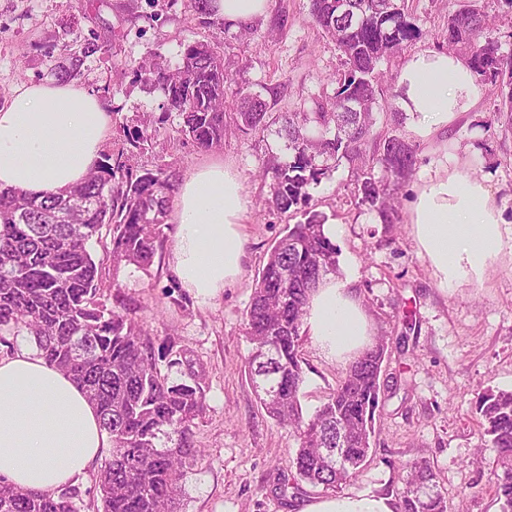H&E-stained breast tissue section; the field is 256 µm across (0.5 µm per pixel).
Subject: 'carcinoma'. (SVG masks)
Returning a JSON list of instances; mask_svg holds the SVG:
<instances>
[{"mask_svg":"<svg viewBox=\"0 0 512 512\" xmlns=\"http://www.w3.org/2000/svg\"><path fill=\"white\" fill-rule=\"evenodd\" d=\"M309 12L335 42L342 69L336 90L318 103L288 113L276 124L269 103L239 88L238 111L224 112L232 78L209 44L186 47L179 66L138 65L134 75L162 86L165 111L176 112L182 132L201 149L224 144L228 126L248 135L278 125L288 160L265 169L273 207L301 213L286 226L257 276L246 311V336L272 345L269 360L248 362L260 407L291 426L297 448L294 481L338 489L361 472L382 407L380 372L389 338L379 336L348 364L336 390L312 415L303 412L305 371L300 357L310 297L328 275L340 272L339 249L324 232L326 216L310 206L308 188L342 165L354 172L355 203L395 224L394 191L413 174L419 149L385 129L375 109L389 89L380 65L412 46L423 32L405 0H309ZM495 17L482 0H464L448 15L439 44L464 57L478 82L497 92L494 115L512 131V53L490 37ZM176 189L163 168L134 171L125 149L108 154L79 185L32 196L0 190V335L28 336L37 353L69 375L99 410L112 448L95 479L97 512H175L188 472L202 457L194 442L205 412L203 369L169 346L161 372L155 341L137 322L100 301L103 261L88 249L102 228L112 235V262L146 270L152 263ZM481 435L496 449L500 512H512V390L477 398ZM79 487L31 494L0 481V512H80ZM398 512H447L430 462L410 466Z\"/></svg>","mask_w":512,"mask_h":512,"instance_id":"1","label":"carcinoma"}]
</instances>
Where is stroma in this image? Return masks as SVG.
I'll list each match as a JSON object with an SVG mask.
<instances>
[{"label": "stroma", "mask_w": 512, "mask_h": 512, "mask_svg": "<svg viewBox=\"0 0 512 512\" xmlns=\"http://www.w3.org/2000/svg\"><path fill=\"white\" fill-rule=\"evenodd\" d=\"M0 0V106L29 81H53L69 54L81 62L70 82L96 94L110 119L103 148L112 154L132 132L141 135L130 163L177 174L215 160L240 176L249 200L240 226L245 261L231 287L202 299L172 269L176 226L163 224L149 270L135 265L102 269L108 308L138 321L157 344L185 350L207 375L206 410L194 429L204 457L183 481L180 512H303L334 494L396 496L406 466L430 460L448 512H499L495 452L487 447L474 414L487 389L512 390V250L504 249L480 276L439 288L409 222L413 183L397 192L399 221L381 223L351 201L347 168L329 172L310 194L316 210L336 227L342 271L355 272L358 292L374 334L393 336L382 364L385 403L376 418L370 455L358 477L340 492L294 484L289 462L297 446L291 428L260 408L247 375L251 345L245 313L255 278L273 244L297 215L269 207L270 182L261 172L288 152L274 132L228 136L222 147L199 149L181 131L178 113H164L161 86L136 79L144 60L176 65L187 45L215 44L237 86L261 95L274 113L297 107L314 111L333 95L331 78L340 54L309 14L308 0H271L267 18L241 29L201 23L190 0ZM433 48L436 35L460 0H406ZM284 15L275 28L271 18ZM496 93L481 88L476 106L448 129L419 145L427 166L441 149L465 160L466 174L482 180L503 212V233L512 232V134L487 132L484 122ZM300 355L305 383L302 404L314 412L344 376L343 364L305 337Z\"/></svg>", "instance_id": "35a3bbf8"}]
</instances>
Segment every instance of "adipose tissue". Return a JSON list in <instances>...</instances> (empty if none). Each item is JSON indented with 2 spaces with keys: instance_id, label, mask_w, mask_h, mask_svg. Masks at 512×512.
Instances as JSON below:
<instances>
[{
  "instance_id": "obj_1",
  "label": "adipose tissue",
  "mask_w": 512,
  "mask_h": 512,
  "mask_svg": "<svg viewBox=\"0 0 512 512\" xmlns=\"http://www.w3.org/2000/svg\"><path fill=\"white\" fill-rule=\"evenodd\" d=\"M480 98L459 55L421 49L397 75L399 109L409 135L427 140ZM99 99L69 83L29 82L0 106V187L44 194L81 183L109 137ZM409 204L418 243L440 288L482 273L504 248L502 212L481 181L441 154ZM248 201L238 174L221 161L188 171L174 204L173 267L198 296L214 297L242 271L239 227ZM355 277H326L313 293L304 330L326 354L347 363L371 343ZM99 412L72 380L37 353L0 358V479L44 493L84 476L110 448ZM305 512H395L387 496L364 494L308 505Z\"/></svg>"
}]
</instances>
